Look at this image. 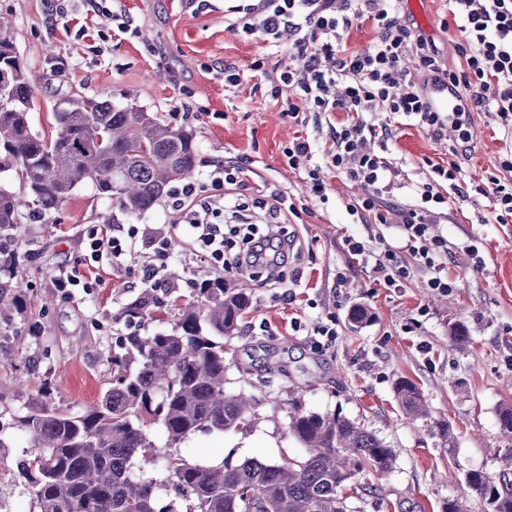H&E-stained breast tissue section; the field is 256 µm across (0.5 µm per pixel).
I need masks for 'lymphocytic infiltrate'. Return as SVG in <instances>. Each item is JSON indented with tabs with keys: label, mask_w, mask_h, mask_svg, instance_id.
I'll use <instances>...</instances> for the list:
<instances>
[{
	"label": "lymphocytic infiltrate",
	"mask_w": 512,
	"mask_h": 512,
	"mask_svg": "<svg viewBox=\"0 0 512 512\" xmlns=\"http://www.w3.org/2000/svg\"><path fill=\"white\" fill-rule=\"evenodd\" d=\"M235 11L234 26L242 33L258 36L272 48L289 42L292 56L303 59V67L278 66L269 79L272 95L288 89L283 110L289 119L302 126L313 112L346 113V120L332 130L326 159L362 190L350 206L352 214L398 225L402 231V246H388L375 254L352 241L349 252L372 263L386 286H396L415 267L426 272L429 288L441 292L452 288L443 262L448 242L432 235L430 224L434 210L447 204L443 190L456 186L460 167L454 162L434 166L436 179L424 186L415 204L385 205L389 166L370 142L388 139L391 127L374 124L372 116L385 112L391 120L412 119L438 140L451 128L458 133V146L467 147L470 135L461 113L438 112L433 107L430 89L443 86L456 95L467 93L473 111L491 114L511 130L512 0H448V13L460 36L461 61L452 69L441 66L434 40L404 11L403 0H250ZM366 23L376 32L372 43L361 50L347 49V30ZM409 55L420 72L429 74L430 86L420 87L412 80L403 65ZM282 154L290 168L303 169L306 191L325 197L326 183L319 168L310 163L309 139L294 138ZM499 167V174L475 183L474 191L490 199L497 223L506 224L512 222V146L503 151ZM241 172L237 161L215 164L207 174L215 189L211 195L199 194L193 182L175 188L169 195L173 227L208 248L220 271L259 266L276 270L289 249L283 225L297 208L281 191L244 202ZM251 205L263 210L264 223L247 225L242 248L232 249L225 242L222 218L239 217ZM137 234L134 227L123 236L90 234V261H117L131 255Z\"/></svg>",
	"instance_id": "1"
}]
</instances>
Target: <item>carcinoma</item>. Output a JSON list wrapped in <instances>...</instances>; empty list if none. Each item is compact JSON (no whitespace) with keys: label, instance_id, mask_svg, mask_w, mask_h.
I'll use <instances>...</instances> for the list:
<instances>
[{"label":"carcinoma","instance_id":"obj_1","mask_svg":"<svg viewBox=\"0 0 512 512\" xmlns=\"http://www.w3.org/2000/svg\"><path fill=\"white\" fill-rule=\"evenodd\" d=\"M31 106L14 34L0 20V174L14 173L28 193L24 201L0 189V238L11 236L21 207L52 213L83 183L125 213L141 214L197 165L193 132L140 107L77 101L55 113L58 131L45 138L31 130ZM194 292L197 302L178 313L172 330L131 336L133 357L112 355L115 381L97 402L66 412L40 404L17 416L31 451L16 480L30 490L35 512H173L162 504L169 486L190 502L189 512H353L343 494L348 484L392 468L393 450L373 432L296 406L288 431L304 449L298 459L202 464L179 453L196 434L245 425L252 410L243 394L224 388V339L240 332L250 295L220 279ZM162 306L145 294L125 315ZM395 390L407 415L427 416L412 383L400 380ZM155 426L166 437L161 450L151 438ZM159 460L160 479L151 475ZM466 487L488 512H512V488L485 472H469Z\"/></svg>","mask_w":512,"mask_h":512}]
</instances>
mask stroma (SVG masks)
<instances>
[{
	"instance_id": "stroma-1",
	"label": "stroma",
	"mask_w": 512,
	"mask_h": 512,
	"mask_svg": "<svg viewBox=\"0 0 512 512\" xmlns=\"http://www.w3.org/2000/svg\"><path fill=\"white\" fill-rule=\"evenodd\" d=\"M240 0H107V19L87 10L84 0H65L56 13L53 0H0V16L13 28L18 55L33 79L34 131L55 132L54 113L67 102L96 99L138 106L170 124L192 130L199 160L191 179L209 189L205 175L213 164L240 161L250 190L288 193L299 216L286 229L295 255L276 270L232 274L228 280L251 293L253 305L242 330L226 345L225 388L255 399L247 426L221 434H199L180 448L182 455L211 463L258 459L277 463L303 453L288 432L292 407L336 413L375 432L396 459L373 484L350 493L353 512H442L448 499L467 512H484L468 494L464 476L481 470L505 478L500 462L512 437L498 420L502 404L512 403V223H496L483 196L449 191L432 227L448 241L446 258L454 288L439 293L416 269L398 287L380 284L369 265L348 251V240L367 250L402 245L396 225L361 221L348 205L361 190L342 174L323 167L320 152L330 146L341 112L310 117L295 125L270 95L268 81L249 77L252 63L266 69L287 62L288 45L267 48L255 36L231 25ZM423 31L432 37L448 66L459 62L456 29H445L448 0H426ZM131 21L137 37L118 31ZM231 64L246 75L238 86L224 82ZM385 153L391 167L387 204L413 201L412 187L431 182L432 164L456 161L464 181L485 180L499 170L503 130L494 117L472 115L471 150L452 155L455 143L437 140L405 121L392 126ZM317 150L326 198L306 192L304 173L289 168L282 150L298 136ZM166 202L131 216L98 198L90 184L75 188L59 210L43 216L23 209L10 247L19 254L17 279L21 310L0 314V512H33L28 491L14 481L17 464L29 453L15 425L19 413L50 386L54 405L75 411L96 402L112 387L111 359L128 336L174 328L179 306L193 301L197 281L219 272L201 245L174 230ZM136 225L141 235L170 241L174 273L158 298L174 305L127 321V305L146 292L141 268L148 250L118 262H85L84 236L116 225ZM478 248L474 265L466 246ZM78 267L96 279L92 291L62 294L53 272ZM368 312L355 323L353 308ZM464 327L467 341L454 338ZM412 381L430 409L425 418H407L395 386ZM453 441H445L443 427Z\"/></svg>"
}]
</instances>
